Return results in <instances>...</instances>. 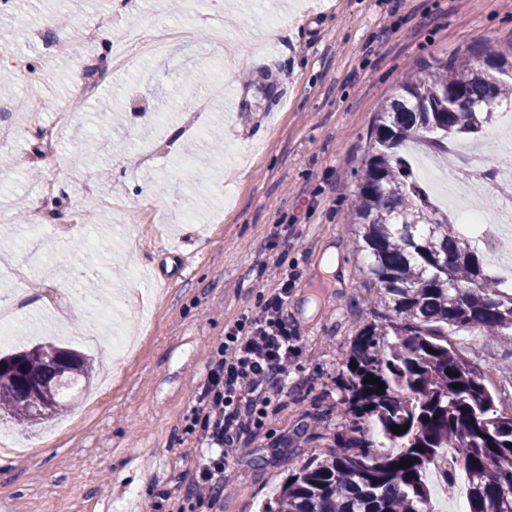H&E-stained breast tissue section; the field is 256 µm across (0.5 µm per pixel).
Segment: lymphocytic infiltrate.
<instances>
[{
  "instance_id": "1",
  "label": "lymphocytic infiltrate",
  "mask_w": 512,
  "mask_h": 512,
  "mask_svg": "<svg viewBox=\"0 0 512 512\" xmlns=\"http://www.w3.org/2000/svg\"><path fill=\"white\" fill-rule=\"evenodd\" d=\"M276 279L261 314L230 327L211 361L193 424L197 441L214 453L186 473L188 496L212 499L223 493L225 460L244 437L259 436L268 407L285 391L298 336L286 313L290 277L281 270Z\"/></svg>"
}]
</instances>
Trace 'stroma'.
<instances>
[{"instance_id": "obj_1", "label": "stroma", "mask_w": 512, "mask_h": 512, "mask_svg": "<svg viewBox=\"0 0 512 512\" xmlns=\"http://www.w3.org/2000/svg\"><path fill=\"white\" fill-rule=\"evenodd\" d=\"M207 7L0 0V51L28 69L0 95V183L9 212L32 217L0 221L9 345L68 337L98 366L50 426L5 421L30 454L0 458V512H260L331 448L355 336L388 314L350 222L376 114L425 62L512 50V0H223V20L196 29ZM146 23L194 35L113 72L47 151L26 121L30 97L45 122L70 109L78 66L99 50L84 33L118 47ZM271 25L277 51L257 49ZM495 130L459 140L456 164L488 181L505 170L512 150ZM85 153L91 166L76 161ZM50 164L59 190L45 223L28 171ZM98 194L122 208L97 205ZM79 211L94 221L72 223ZM277 266L294 276L287 313L300 338L288 395L261 438L229 457L224 495L183 499L176 487L200 454L185 426L208 366L225 330L260 314ZM448 340L481 371L512 372V337Z\"/></svg>"}]
</instances>
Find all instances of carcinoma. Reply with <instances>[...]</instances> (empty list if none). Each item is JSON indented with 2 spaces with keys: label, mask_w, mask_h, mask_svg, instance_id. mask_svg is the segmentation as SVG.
Listing matches in <instances>:
<instances>
[{
  "label": "carcinoma",
  "mask_w": 512,
  "mask_h": 512,
  "mask_svg": "<svg viewBox=\"0 0 512 512\" xmlns=\"http://www.w3.org/2000/svg\"><path fill=\"white\" fill-rule=\"evenodd\" d=\"M507 96L512 52H472L425 65L378 113L352 220L377 298L395 319L355 337L343 385L350 419L338 448L301 463L265 512H431L428 476L439 467L450 488L456 472L469 475L468 512H512V402L448 343L451 330H512V287L493 286L478 250L460 225L436 217L400 153L407 142L440 147L480 132L493 119L484 108ZM370 374L384 391L364 382ZM90 375L88 356L53 342L0 353V417L40 426ZM364 418L382 441L368 434ZM394 425L407 430L396 434ZM382 446L388 451L378 452ZM406 461L411 466L400 467Z\"/></svg>",
  "instance_id": "carcinoma-1"
}]
</instances>
